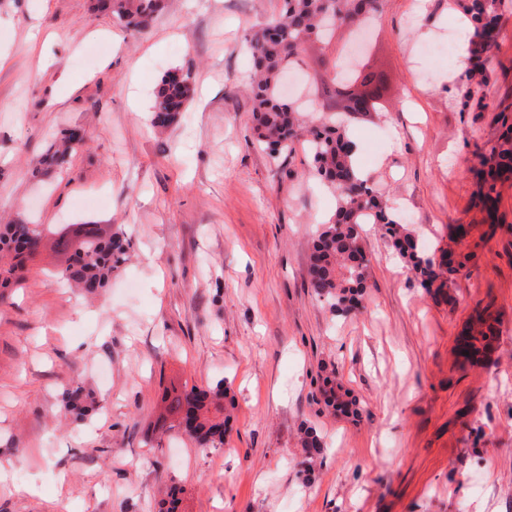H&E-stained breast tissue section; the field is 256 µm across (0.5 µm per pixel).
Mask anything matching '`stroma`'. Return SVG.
Here are the masks:
<instances>
[{"instance_id":"obj_1","label":"stroma","mask_w":512,"mask_h":512,"mask_svg":"<svg viewBox=\"0 0 512 512\" xmlns=\"http://www.w3.org/2000/svg\"><path fill=\"white\" fill-rule=\"evenodd\" d=\"M279 0H165L133 33L90 0H0V217L38 225L40 256L0 303V512H512V176L487 211L472 172L512 124V0H502L483 98L464 97L458 0H385L368 55L389 78L378 115L350 121L358 162L428 253L460 267L421 287L381 225L363 227L371 275L339 317L308 284L310 244L334 194L304 148L273 159L252 130L245 34ZM340 47L310 44L286 88L307 119ZM193 97L157 133L169 72ZM69 90L57 97L60 81ZM76 128L63 171L31 155ZM67 224L123 225L132 258L94 299L60 287ZM488 311L487 360L457 339ZM333 375L361 413H334ZM81 378L100 403L76 423L63 390ZM225 380L224 445L201 449L159 419L165 393ZM323 441L304 470V427Z\"/></svg>"}]
</instances>
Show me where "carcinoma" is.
Listing matches in <instances>:
<instances>
[{"instance_id": "carcinoma-1", "label": "carcinoma", "mask_w": 512, "mask_h": 512, "mask_svg": "<svg viewBox=\"0 0 512 512\" xmlns=\"http://www.w3.org/2000/svg\"><path fill=\"white\" fill-rule=\"evenodd\" d=\"M384 0H281L278 13L245 35L253 58L254 74L248 87L251 101L253 130L257 139L274 153L291 156L295 143L305 139L312 155L314 177L336 193L333 218L312 243L308 269L310 287L340 316H347L359 305L366 288L369 259L361 245L362 225L381 224L393 241L394 249L404 263L410 265L427 289L444 287V275L454 274L452 258L439 262L425 253L412 233L393 217L388 200L368 184L359 168L355 144L343 131L354 105L371 98H381V76L366 66L340 80L353 88L351 106L345 113H334L315 126L306 123L296 102L281 97L280 76L299 57L312 40L330 43L340 24L362 26L364 21L383 10ZM112 22L128 31L138 32L163 8L162 0H106ZM499 0H469L465 6L473 26L474 48L481 58L482 73L494 64V39L489 26L497 17ZM191 92L190 74L170 73L162 79L155 96L151 115L153 127L167 128L181 111ZM85 145L80 131L60 132L59 144L46 153L32 158L31 167L37 172L44 167H60ZM483 169L478 176L481 184L478 199L493 210L496 198L495 181L512 174V129L508 130L484 154ZM74 236L79 239L72 262L60 273V278L85 293L96 295L108 287L112 276L128 260L131 242L118 227L102 235L95 224H78ZM38 225L22 221L0 224V253L15 263L0 267V300L7 299L6 288L19 284L17 272L32 260L40 246ZM486 329L463 338L460 354L471 362L484 356L491 339L487 318L479 317ZM229 387L219 381L206 389L192 386L170 398L166 407L175 427L184 430L202 448L224 446V399ZM64 395L75 419L87 415L82 405L83 383L74 379Z\"/></svg>"}]
</instances>
